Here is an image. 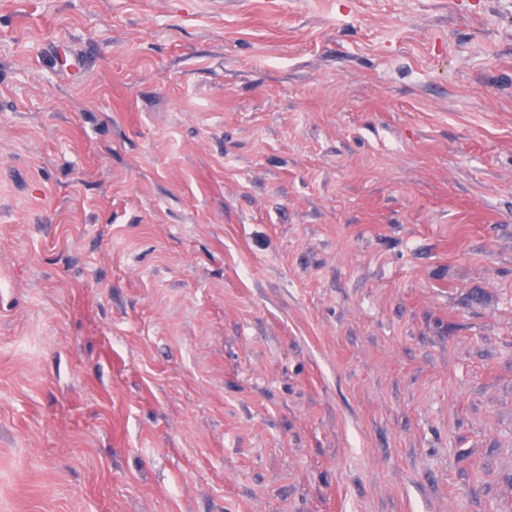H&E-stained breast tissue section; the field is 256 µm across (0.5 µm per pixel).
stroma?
Listing matches in <instances>:
<instances>
[{"instance_id": "obj_1", "label": "stroma", "mask_w": 512, "mask_h": 512, "mask_svg": "<svg viewBox=\"0 0 512 512\" xmlns=\"http://www.w3.org/2000/svg\"><path fill=\"white\" fill-rule=\"evenodd\" d=\"M0 512H512V0H0Z\"/></svg>"}]
</instances>
